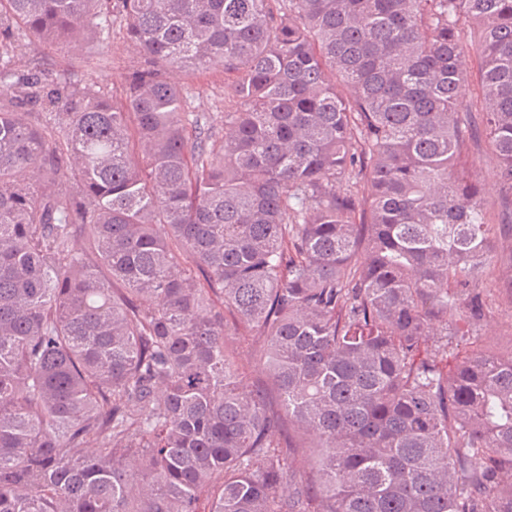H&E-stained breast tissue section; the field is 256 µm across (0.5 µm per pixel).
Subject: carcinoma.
Instances as JSON below:
<instances>
[{"label": "carcinoma", "instance_id": "1", "mask_svg": "<svg viewBox=\"0 0 512 512\" xmlns=\"http://www.w3.org/2000/svg\"><path fill=\"white\" fill-rule=\"evenodd\" d=\"M116 9L122 101L0 67V512H512L461 163L479 117L512 217V0H0V49ZM213 66L219 142L169 77ZM227 346L233 350L239 357L240 364L244 368V383L248 388H252L263 379L265 372L262 370L261 363L253 358V351L256 348L255 338L250 329L244 324L238 323L235 328L229 331L227 336Z\"/></svg>", "mask_w": 512, "mask_h": 512}]
</instances>
